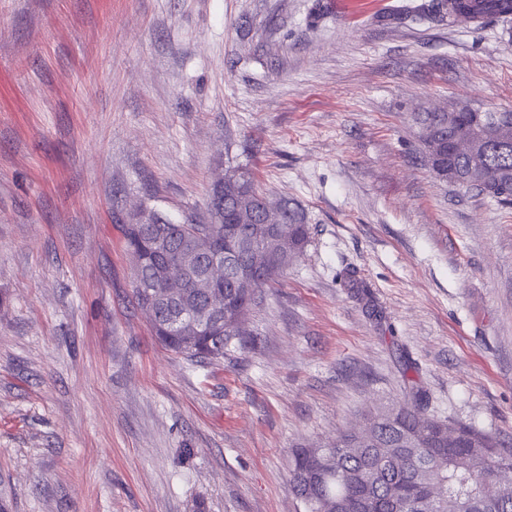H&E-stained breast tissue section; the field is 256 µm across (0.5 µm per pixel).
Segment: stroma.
I'll return each mask as SVG.
<instances>
[{"label": "stroma", "mask_w": 512, "mask_h": 512, "mask_svg": "<svg viewBox=\"0 0 512 512\" xmlns=\"http://www.w3.org/2000/svg\"><path fill=\"white\" fill-rule=\"evenodd\" d=\"M431 0H0V499L304 512L296 448L427 397L512 448V207L437 180L415 113L512 111V17ZM304 209L247 347L159 344L118 228L225 171Z\"/></svg>", "instance_id": "1"}]
</instances>
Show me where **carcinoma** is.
Segmentation results:
<instances>
[{"label":"carcinoma","mask_w":512,"mask_h":512,"mask_svg":"<svg viewBox=\"0 0 512 512\" xmlns=\"http://www.w3.org/2000/svg\"><path fill=\"white\" fill-rule=\"evenodd\" d=\"M456 16L485 20L512 15V0H454ZM415 122L425 165L439 180L512 205V112H418ZM267 197L248 172L239 168L224 174V224L243 238H251L253 225L267 220ZM281 239L274 243L275 264L265 282H270L304 253L309 243V226L303 211L291 203L273 210ZM159 223L167 229L172 275L199 274L208 257L180 256L184 241L200 239L204 225L192 220ZM256 292L236 287L234 270L224 274V293L204 297L187 290L183 303L197 309L211 303L224 307L220 335L201 329L193 347L185 343V329L161 330L155 338L177 355L190 361L218 362L236 346L246 345L244 336L228 331L239 316H247ZM375 446L364 448L362 435L341 434L331 448L320 452L336 458L335 466L318 479L314 493L303 500L305 512H320L324 499L344 502V512H512V493L504 494L500 483L488 474L512 475V450L495 446L492 435L469 425L450 424L429 416L425 396L416 391L412 404L379 412L365 425ZM310 449L293 452L294 490L303 485Z\"/></svg>","instance_id":"cac0c4a2"}]
</instances>
